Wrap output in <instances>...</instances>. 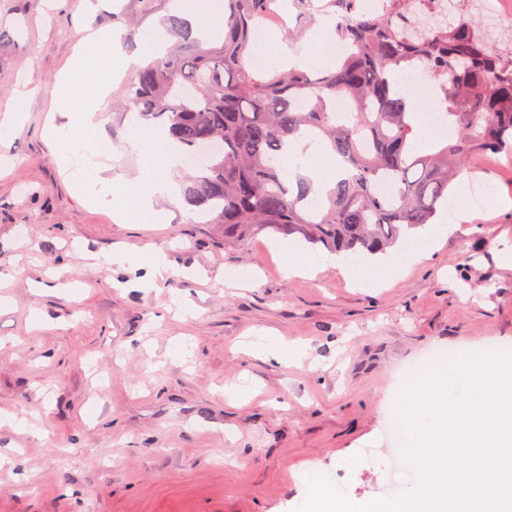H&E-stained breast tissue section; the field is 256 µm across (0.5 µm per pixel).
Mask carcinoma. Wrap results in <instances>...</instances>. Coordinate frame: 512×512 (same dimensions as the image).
Segmentation results:
<instances>
[{"mask_svg": "<svg viewBox=\"0 0 512 512\" xmlns=\"http://www.w3.org/2000/svg\"><path fill=\"white\" fill-rule=\"evenodd\" d=\"M273 2L224 0L218 50L197 47L185 22L168 19L184 47L125 83L128 105L145 120H162L183 153L223 144L181 181V193L207 223L224 227V242L269 231L330 253L386 255L437 219L470 157L512 154V49L485 38L466 9H457L448 26L417 34L409 21L418 0H391L385 15L364 10L361 0H330L348 17L335 28L351 46L347 57L332 67L257 70L250 65L253 32L272 18ZM289 6L299 24L281 29L301 40L314 24L310 0ZM403 71L433 84L456 130L422 154L414 146L417 104L392 81ZM338 96L351 111L332 112ZM308 133L342 165L323 196L299 172L285 179L278 163L288 143ZM381 182L388 192L377 190Z\"/></svg>", "mask_w": 512, "mask_h": 512, "instance_id": "1", "label": "carcinoma"}]
</instances>
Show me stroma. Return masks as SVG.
<instances>
[{"label":"stroma","instance_id":"obj_1","mask_svg":"<svg viewBox=\"0 0 512 512\" xmlns=\"http://www.w3.org/2000/svg\"><path fill=\"white\" fill-rule=\"evenodd\" d=\"M173 0H0V109L21 78L27 119L0 157V512H295L308 479L354 502L415 478L389 457L394 395L435 350L512 351V208L476 209L468 233L386 284L330 268L285 277L266 233L224 230L157 198L164 223L86 203L45 135L55 89L88 25L163 29ZM100 113L114 181L139 173L121 79ZM463 175L512 197V155ZM129 250L117 271L100 253ZM169 272L138 288L154 253ZM307 348L303 368L252 353L260 333ZM239 386L246 404L224 391Z\"/></svg>","mask_w":512,"mask_h":512}]
</instances>
